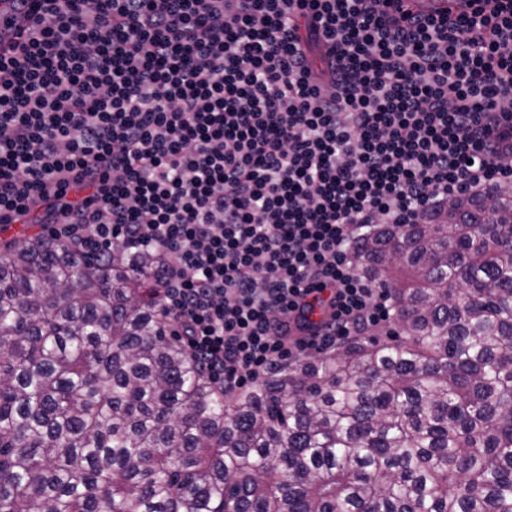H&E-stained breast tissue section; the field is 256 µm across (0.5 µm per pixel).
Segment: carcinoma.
<instances>
[{"instance_id":"cac0c4a2","label":"carcinoma","mask_w":512,"mask_h":512,"mask_svg":"<svg viewBox=\"0 0 512 512\" xmlns=\"http://www.w3.org/2000/svg\"><path fill=\"white\" fill-rule=\"evenodd\" d=\"M395 330L227 395L153 253L0 248V512H512V195L377 224Z\"/></svg>"}]
</instances>
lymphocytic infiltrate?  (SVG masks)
<instances>
[{"mask_svg":"<svg viewBox=\"0 0 512 512\" xmlns=\"http://www.w3.org/2000/svg\"><path fill=\"white\" fill-rule=\"evenodd\" d=\"M0 224L152 252L232 394L389 319L355 241L512 184V0H9Z\"/></svg>","mask_w":512,"mask_h":512,"instance_id":"obj_1","label":"lymphocytic infiltrate"}]
</instances>
